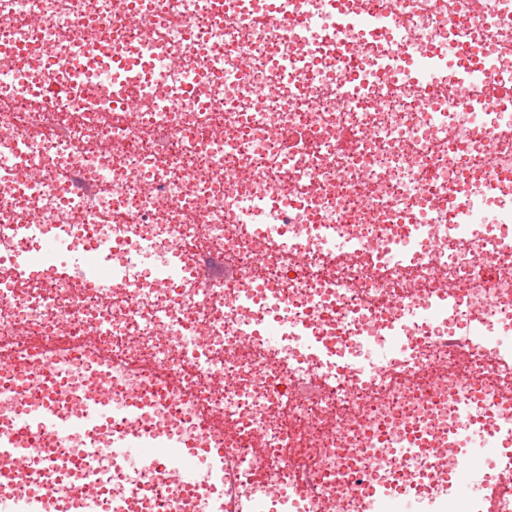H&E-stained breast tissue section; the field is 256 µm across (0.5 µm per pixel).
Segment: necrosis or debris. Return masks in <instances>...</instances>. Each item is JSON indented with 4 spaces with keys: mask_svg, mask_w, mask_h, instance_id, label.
<instances>
[{
    "mask_svg": "<svg viewBox=\"0 0 512 512\" xmlns=\"http://www.w3.org/2000/svg\"><path fill=\"white\" fill-rule=\"evenodd\" d=\"M274 3L0 0V436L26 455L0 500L474 512L424 481L476 425L512 512V0ZM46 382L62 420L102 393L108 427L18 431ZM162 427L152 466L106 452ZM184 440L230 480L200 457L182 486Z\"/></svg>",
    "mask_w": 512,
    "mask_h": 512,
    "instance_id": "necrosis-or-debris-1",
    "label": "necrosis or debris"
}]
</instances>
